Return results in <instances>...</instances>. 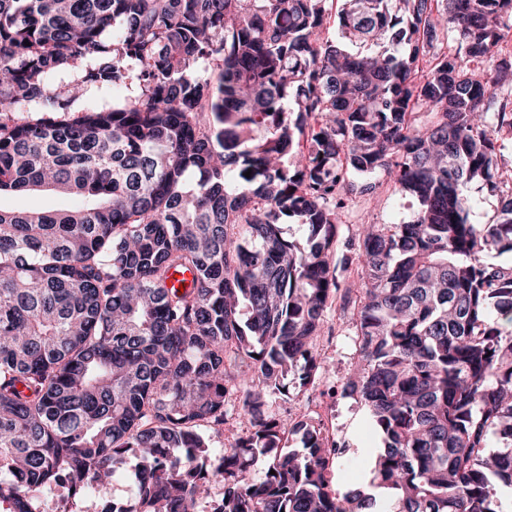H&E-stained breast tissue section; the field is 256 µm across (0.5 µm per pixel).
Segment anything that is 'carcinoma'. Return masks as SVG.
<instances>
[{"label": "carcinoma", "mask_w": 512, "mask_h": 512, "mask_svg": "<svg viewBox=\"0 0 512 512\" xmlns=\"http://www.w3.org/2000/svg\"><path fill=\"white\" fill-rule=\"evenodd\" d=\"M511 32L512 0H0V194L75 201L0 208V512L57 487L73 512H198L217 484L211 512H507ZM379 172L412 220L340 236ZM472 184L501 198L486 224ZM337 295L381 498L339 495L340 446L269 410L327 370ZM235 400L251 431L214 448ZM132 457L137 498L98 502Z\"/></svg>", "instance_id": "obj_1"}]
</instances>
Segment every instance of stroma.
Segmentation results:
<instances>
[{
  "mask_svg": "<svg viewBox=\"0 0 512 512\" xmlns=\"http://www.w3.org/2000/svg\"><path fill=\"white\" fill-rule=\"evenodd\" d=\"M374 190L361 196L353 195L351 208L346 216L348 225L397 224L410 220L413 207L395 185L385 176L373 177ZM327 325L321 341L322 354L337 363L333 372L327 373L321 387L292 395L290 400H273L270 410L282 418L304 420L316 425L332 421V434L346 447L334 471L333 486L346 491L368 483L373 456L381 445V438L372 426L367 411L353 399L329 398L324 390L340 380L346 373L352 357L351 332L348 320L339 309L326 313Z\"/></svg>",
  "mask_w": 512,
  "mask_h": 512,
  "instance_id": "1",
  "label": "stroma"
}]
</instances>
